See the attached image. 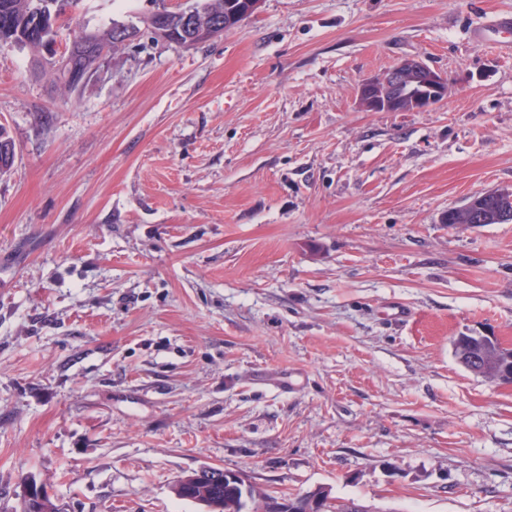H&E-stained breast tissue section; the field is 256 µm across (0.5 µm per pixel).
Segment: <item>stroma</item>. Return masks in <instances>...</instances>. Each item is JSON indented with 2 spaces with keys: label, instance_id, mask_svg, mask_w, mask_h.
Instances as JSON below:
<instances>
[{
  "label": "stroma",
  "instance_id": "obj_1",
  "mask_svg": "<svg viewBox=\"0 0 512 512\" xmlns=\"http://www.w3.org/2000/svg\"><path fill=\"white\" fill-rule=\"evenodd\" d=\"M507 12L261 0L195 48L142 30L75 94L0 48V512L28 479L63 512H200L173 486L204 466L378 512H512V385L452 349L512 345V223L442 221L512 190V55L473 39ZM411 57L451 76L444 101L358 106Z\"/></svg>",
  "mask_w": 512,
  "mask_h": 512
}]
</instances>
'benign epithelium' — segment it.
Wrapping results in <instances>:
<instances>
[{"label":"benign epithelium","mask_w":512,"mask_h":512,"mask_svg":"<svg viewBox=\"0 0 512 512\" xmlns=\"http://www.w3.org/2000/svg\"><path fill=\"white\" fill-rule=\"evenodd\" d=\"M222 18L212 12L199 18L194 10L161 8L150 14V31L154 37L165 41L186 39V44L197 45L222 34ZM138 36L135 25L118 24L112 32V46H124ZM450 77L432 69L422 60L405 58L395 67L377 76L364 80L358 87L359 106L369 112H414L434 105L448 94ZM422 91H416V88ZM499 199L491 211L482 210L483 200ZM470 208L472 222L483 224L512 218V197H503L500 192L486 191L473 196ZM256 512H286L288 503L277 495L255 507Z\"/></svg>","instance_id":"benign-epithelium-1"}]
</instances>
